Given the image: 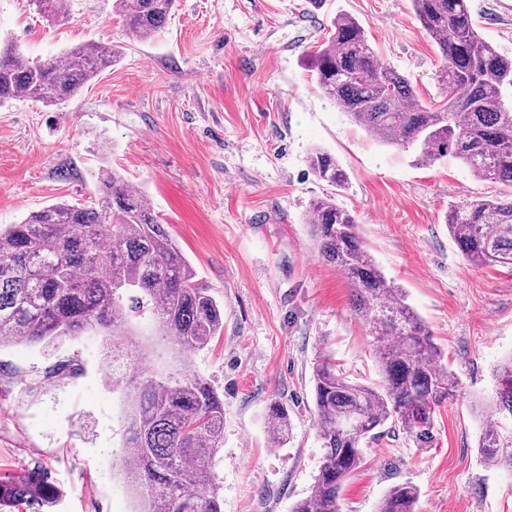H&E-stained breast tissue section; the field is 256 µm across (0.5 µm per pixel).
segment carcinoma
<instances>
[{"label":"carcinoma","mask_w":512,"mask_h":512,"mask_svg":"<svg viewBox=\"0 0 512 512\" xmlns=\"http://www.w3.org/2000/svg\"><path fill=\"white\" fill-rule=\"evenodd\" d=\"M174 5L114 0L125 30L138 40L158 33ZM412 6L443 57L441 107L424 105L406 76L383 65L363 26L346 13L331 19L305 66L321 93L374 138L418 144L424 161L450 153L476 178L499 185L498 198L452 205L445 223L470 263L511 266L512 111L504 91L512 88V58L480 37L467 0H412ZM114 56L112 47L91 43L42 64L7 43L0 47V103L26 97L56 105ZM308 165L320 182L336 188L347 183L325 150H314ZM306 223L318 257L346 278L351 309L372 337L380 375L374 385L353 382L328 357L313 367L323 457L310 494L294 512H340V489L363 463L365 440L389 423L420 446L430 443L435 408L455 396L459 381L442 365V352L404 289L368 251L355 217L327 195L312 202ZM145 313L180 352L203 350L224 330L223 306L199 287L144 191L117 171L99 179L94 202H56L0 230V346L49 345L90 332L105 336L112 383L126 385L119 461L134 483L139 512H223L214 467L224 447V400L200 377L154 372L131 328L132 318ZM498 385L496 399L482 410L478 448L486 462L512 470V358L498 369ZM290 427L288 409L271 403L270 449L286 447ZM417 498L413 485H395L379 512H414ZM55 499V488L38 471L0 481V512Z\"/></svg>","instance_id":"1"}]
</instances>
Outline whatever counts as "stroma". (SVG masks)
Segmentation results:
<instances>
[{"mask_svg": "<svg viewBox=\"0 0 512 512\" xmlns=\"http://www.w3.org/2000/svg\"><path fill=\"white\" fill-rule=\"evenodd\" d=\"M477 31L512 57V0H468ZM44 17L33 0H0V41L31 60L85 43L112 46V66L65 102L0 104V228L58 201L87 202L118 170L141 186L196 272L224 307V331L180 357L149 318L135 321L165 373L187 368L224 399L215 472L224 512H292L322 450L313 366L328 357L349 379H376L372 339L352 313L343 274L316 254L305 218L334 194L456 374L457 397L435 413L432 447L383 430L345 482L341 512H378L411 483L415 512H512V473L479 454L476 408L493 371L512 358V269L463 257L444 221L450 204L497 196L453 156L420 159L416 145L379 142L313 85L303 63L323 26L345 11L380 61L440 106L442 58L411 0H177L152 39L129 36L113 0H67ZM317 148L348 174L333 191L308 166ZM104 336L0 347V479L45 472L58 497L40 512H137L117 463L123 395L110 385ZM288 406L292 438L269 448L266 414Z\"/></svg>", "mask_w": 512, "mask_h": 512, "instance_id": "stroma-1", "label": "stroma"}]
</instances>
